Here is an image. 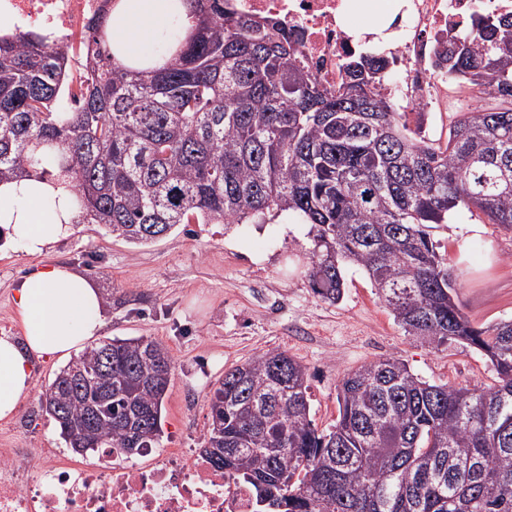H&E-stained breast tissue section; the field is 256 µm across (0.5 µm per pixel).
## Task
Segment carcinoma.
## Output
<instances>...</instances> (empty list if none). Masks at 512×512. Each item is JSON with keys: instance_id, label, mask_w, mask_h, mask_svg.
<instances>
[{"instance_id": "carcinoma-1", "label": "carcinoma", "mask_w": 512, "mask_h": 512, "mask_svg": "<svg viewBox=\"0 0 512 512\" xmlns=\"http://www.w3.org/2000/svg\"><path fill=\"white\" fill-rule=\"evenodd\" d=\"M183 2L192 25L161 64L120 59L104 9L76 47L0 34V180L52 177L37 150L56 147L76 223L136 246L179 224L288 213L310 225L314 294L339 301L345 267L361 268L407 335L461 341L496 371L490 387L431 384L379 359L344 374L336 423L320 430L300 361L277 350L228 368L200 454L248 491L251 512H512V321L472 324L431 237L460 208L512 232V10L437 37L433 66L499 102L460 113L441 147L385 97L379 54L351 57L330 90L276 17ZM104 350L112 370L47 386L42 410L76 453L150 448L172 359L155 340L112 338L57 377Z\"/></svg>"}]
</instances>
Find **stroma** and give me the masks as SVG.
Returning a JSON list of instances; mask_svg holds the SVG:
<instances>
[{
	"mask_svg": "<svg viewBox=\"0 0 512 512\" xmlns=\"http://www.w3.org/2000/svg\"><path fill=\"white\" fill-rule=\"evenodd\" d=\"M469 97V85L449 81L447 105L427 115V137L446 139ZM475 224L480 234L472 233ZM309 230L284 214L265 224H181L135 246L101 225L79 224L40 256L2 247L0 336L22 335L14 295L28 271L63 263L86 276L103 295L104 338L150 337L173 360L161 448L203 447L209 398L225 369L269 350L287 352L307 367L311 417L321 429L336 421L343 375L382 357L403 359L430 383H496L490 362L465 343L435 348L406 335L359 268H347L337 303L316 296L307 276ZM432 237L454 269L459 302L473 325L512 320V233L481 212L462 210L437 225ZM32 363V390L12 418L0 420V446L65 450L40 403L42 388L64 363L38 357Z\"/></svg>",
	"mask_w": 512,
	"mask_h": 512,
	"instance_id": "stroma-1",
	"label": "stroma"
}]
</instances>
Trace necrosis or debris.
I'll return each mask as SVG.
<instances>
[{
  "mask_svg": "<svg viewBox=\"0 0 512 512\" xmlns=\"http://www.w3.org/2000/svg\"><path fill=\"white\" fill-rule=\"evenodd\" d=\"M25 26L75 40L102 0H4ZM349 0H232L243 14L276 17L300 33L298 59L325 87L339 84L344 61L362 52L345 24ZM512 0H402L390 11L396 63L384 92L413 112L433 109L444 76L431 68L434 37L477 11L498 13ZM149 463L103 449L98 462L76 465L56 449L32 456L0 448V512H249L248 495L190 448H151Z\"/></svg>",
  "mask_w": 512,
  "mask_h": 512,
  "instance_id": "obj_1",
  "label": "necrosis or debris"
}]
</instances>
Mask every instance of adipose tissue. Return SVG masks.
Returning <instances> with one entry per match:
<instances>
[{
  "label": "adipose tissue",
  "instance_id": "obj_1",
  "mask_svg": "<svg viewBox=\"0 0 512 512\" xmlns=\"http://www.w3.org/2000/svg\"><path fill=\"white\" fill-rule=\"evenodd\" d=\"M180 0H117L109 37L125 60L156 61L164 40L181 32ZM75 195L67 176L0 181V237L25 253H43L74 229ZM24 344L0 336V419L10 418L32 383V356L59 358L101 335L103 298L88 279L66 265L28 275L16 290Z\"/></svg>",
  "mask_w": 512,
  "mask_h": 512
}]
</instances>
